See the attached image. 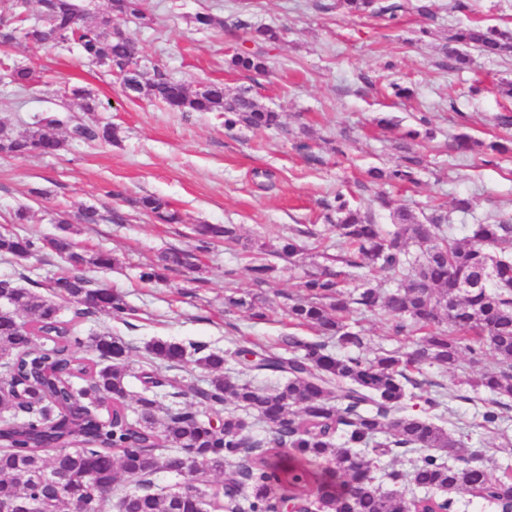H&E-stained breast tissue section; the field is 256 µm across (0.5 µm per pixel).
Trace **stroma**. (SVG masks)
Wrapping results in <instances>:
<instances>
[{
    "label": "stroma",
    "mask_w": 512,
    "mask_h": 512,
    "mask_svg": "<svg viewBox=\"0 0 512 512\" xmlns=\"http://www.w3.org/2000/svg\"><path fill=\"white\" fill-rule=\"evenodd\" d=\"M414 2L404 0L405 11L394 19L359 18L342 8L322 11L316 0H145L152 24L114 17L137 42L145 63L166 65L190 88L220 83L230 95L252 88L260 102L280 112L289 130L285 137L226 128L211 112H172L147 98H128L113 78L66 45L36 49L21 43L11 49L12 58L30 66L36 78L24 91L0 84V123L23 133L36 115L55 111L119 128L109 145L80 143L53 156L0 157V231L52 235L66 214L76 241L112 253L115 264L94 277L121 292L133 312L123 322L98 314L81 329L83 335L109 333L129 345L131 394L141 390L135 374L147 365L146 345L155 339L223 351L252 343L285 351L292 329L283 295L297 293L323 254L342 249L322 218L323 200L336 191L354 196L384 225L393 208L426 213L438 204L450 207L458 196L471 198L473 210L452 211V223L512 216V152L490 149L512 140V98L500 90L512 82V59L478 55L462 73L442 66L452 29L476 20L512 26V0H465L461 9L453 0H431V19L418 14ZM202 12L223 18L225 28L196 29L192 18ZM238 17L284 32L266 49L263 75L252 78L226 64L242 44L241 33L227 28ZM73 85L90 90L99 110L83 113L79 100L65 96V87ZM400 87L410 89V96H397ZM423 115L437 137L416 147L424 157L416 184L379 190L368 169L396 162L401 133ZM461 134L477 142L465 155L448 148ZM311 151L322 157L321 165L308 162ZM380 193L388 207L377 202ZM152 194L166 198L181 223H159L133 206V199ZM21 205L29 221L16 225L13 212ZM84 205L119 219L77 223ZM197 224L236 225L242 244L230 250L215 243L202 258L203 283L186 277L167 286L142 283L141 267L168 247H191ZM296 227L321 237L304 257L280 261L277 281L261 290L266 319L225 314V295L258 291L250 272L255 256L246 245L277 246ZM228 269L233 277H225ZM451 408L456 437L466 448L483 451L490 473L512 461V420L498 435L482 428L477 405L457 400Z\"/></svg>",
    "instance_id": "1"
}]
</instances>
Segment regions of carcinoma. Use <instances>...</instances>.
Segmentation results:
<instances>
[{"label":"carcinoma","instance_id":"cac0c4a2","mask_svg":"<svg viewBox=\"0 0 512 512\" xmlns=\"http://www.w3.org/2000/svg\"><path fill=\"white\" fill-rule=\"evenodd\" d=\"M32 15L27 0L0 24V48L15 43L35 47L72 44L89 63L121 80L125 92L146 96L178 112H217L233 128L281 130V114L243 91L227 95L224 86L208 83L193 91L162 67L142 66L134 39L112 24V16L149 22L142 0H109V11L87 19L75 0H38ZM349 13L393 17L404 5L398 0H336ZM234 26L249 31L257 43L274 45L280 32L238 19ZM446 68L463 70L471 52L512 56V30L469 25L448 36ZM230 68L248 75L266 71L265 57L238 49ZM8 83L19 90L35 78L33 70L9 56L0 60ZM82 109L94 112L98 102L81 87L70 89ZM420 128L401 136L404 141L432 139L426 116ZM66 125L59 138L47 130ZM117 131L111 124L62 120L47 112L23 135L0 123V156L54 154L70 143H111ZM393 167L367 171L374 184L414 183L423 167L422 156L409 146ZM135 207L164 224H179L180 213L157 195L133 201ZM325 219L342 239L346 252L333 265L307 275L303 293L288 300L289 325L317 333V339L292 335L288 355L269 349L241 347L233 353L211 350L205 344L186 346L154 340L146 347L157 369L142 370V392L130 401L127 377L129 346L110 334L82 336L80 324L96 313L123 321L132 312L124 296L98 285L88 276L92 268L106 269L114 258L106 251L89 252L71 235L62 218L52 236L0 233V256L26 261L52 254L63 271L48 284L30 287L0 279V512L15 503H33L42 512H102L112 496L118 475L129 482L153 483L160 475L178 479L158 493L131 492L118 502L119 512H210L213 496L201 488L211 474L236 467L224 481V495L239 512H273L280 495L305 500L308 512H416L433 507L455 512L451 494L463 493L495 512L512 506V465L491 475L485 465L470 462L459 452L455 434L436 423L449 409L454 391L414 392L418 382L410 371L421 365L457 369L462 361L483 363L486 352L495 366L486 368L474 384L492 398L481 401L486 428L500 429L512 409V221L497 219L468 224L467 235H456L448 212L435 208L417 217L407 208L393 210L392 228L371 216L340 193L325 203ZM197 245L171 247L158 263L140 272L145 283H169L170 276L194 272L199 254L216 240L237 242L236 228L196 224ZM311 229H294L272 252L278 258L303 254V239ZM418 247L413 253L409 246ZM381 271L397 283L383 291L365 278L364 271ZM261 288L276 281L277 264L261 259L252 266ZM70 304L65 316L63 304ZM266 300L252 296L225 301V312L266 317ZM385 316L391 335H419L408 351L386 350L369 358L365 336L348 320L351 306ZM86 350L95 354L89 358ZM209 374L198 385L160 369L173 370L188 351ZM250 372L277 374L284 383L266 389L234 381L224 373L229 359ZM300 407V412L292 407ZM256 414L274 437L252 440L239 411ZM394 448L418 452L409 471L391 470L385 477L395 486L412 484L416 498L375 487L377 461ZM439 449L454 458L450 463L431 453ZM327 461L319 474L309 468ZM315 486L313 494L305 493Z\"/></svg>","mask_w":512,"mask_h":512}]
</instances>
